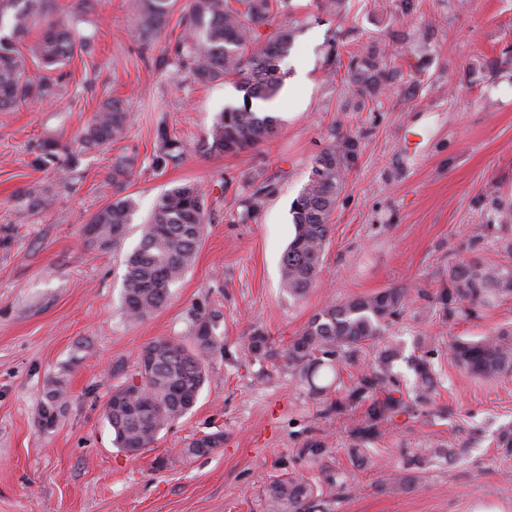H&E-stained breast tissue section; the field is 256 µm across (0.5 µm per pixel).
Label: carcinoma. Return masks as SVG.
<instances>
[{
	"mask_svg": "<svg viewBox=\"0 0 512 512\" xmlns=\"http://www.w3.org/2000/svg\"><path fill=\"white\" fill-rule=\"evenodd\" d=\"M290 0H192L185 29L177 38L169 64L174 72H188L207 84L234 80L244 92L243 102L218 113L208 130L209 150L236 154L257 147L278 131L276 117L256 112L252 100L272 97L282 85V64L291 53L295 32L290 28L263 37L260 28ZM174 0H132L138 14L140 37L151 41L168 21ZM55 0H0V110L17 108L27 100H52L60 83L51 73L62 68L75 51L90 53L92 43L78 39L73 28L53 18ZM9 33L4 35V27ZM34 29L41 30L29 39ZM399 70L386 55L371 50L351 61L348 88L352 94L373 98ZM129 122L119 102L105 101L94 113L74 150L45 142L40 161L57 165L62 179L75 170L80 151L104 147L121 137ZM339 145L324 151L315 161L308 182L291 207L295 234L281 258V286L291 297H302L314 286L329 243L331 216L346 176V160L354 143L338 138ZM184 148L166 125L156 130L153 162L163 168L181 158ZM133 163L119 160L112 165V187L124 189ZM269 186L259 187L245 202L244 218L260 211ZM30 211L37 214L54 203L43 188L31 186ZM134 202L119 198L102 207L90 220L94 233L85 241L100 250L120 245L128 234ZM205 221V192L191 182L165 190L148 220L140 225V241L125 259L121 310L129 322H140L159 310L170 290L192 265ZM408 289L386 288L348 298L321 308L288 345L286 357L291 378L315 394H323L336 382L338 364L362 348L380 346L368 368L345 389V396L328 406L341 414L369 402L355 430L359 440L374 438L385 421L411 411L400 389L396 363L405 361L413 372L415 401L426 403L434 388L429 362L405 355L402 343L384 340L391 320L405 306ZM512 297V239H496L494 256H474L451 267L448 287L437 296L446 309L463 305L491 306ZM216 311L191 314V342L158 337L148 342L133 363L125 381L107 392L104 414L116 447L137 455L157 436L195 406L207 380L213 355L224 354L216 336ZM269 338L259 328L248 337V349L256 357L268 353ZM450 358L467 374L487 381L512 374V331H499L472 341L457 339L449 345ZM69 401L66 382L50 380L39 408V425L54 429ZM224 434L205 433L191 439L187 455L203 457L221 447ZM314 489L297 477L281 476L264 492V512H312Z\"/></svg>",
	"mask_w": 512,
	"mask_h": 512,
	"instance_id": "obj_1",
	"label": "carcinoma"
}]
</instances>
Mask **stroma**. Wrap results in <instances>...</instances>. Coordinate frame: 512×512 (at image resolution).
<instances>
[{
    "label": "stroma",
    "mask_w": 512,
    "mask_h": 512,
    "mask_svg": "<svg viewBox=\"0 0 512 512\" xmlns=\"http://www.w3.org/2000/svg\"><path fill=\"white\" fill-rule=\"evenodd\" d=\"M57 0V20L92 39L63 68L55 102L28 100L0 110V512H263L264 490L280 475L321 488L337 477L343 493L321 512H512V375L487 383L460 370L448 345L512 328V299L490 307L443 309L435 295L448 272L492 239L473 242L492 199L512 201V0H342L338 14L318 0H292L264 34L291 26L295 46L283 70L307 69L299 100L276 111L278 132L239 155L207 148L206 134L242 94L232 83L197 84L165 67L190 0H177L168 25L142 45L129 0H96L86 15ZM336 50V72L326 53ZM372 47L387 50L400 81L364 102L348 91L347 67ZM118 99L130 113L123 137L83 153L78 176L61 182L39 160L40 145L74 144L99 104ZM164 123L185 146L183 160L152 165L155 128ZM345 135L356 143L332 216L316 285L291 298L280 262L293 237L290 207L316 158ZM134 161L124 194L135 202L131 230L114 250L85 242L84 228L115 200L116 158ZM207 193L206 223L194 263L167 303L146 320L120 312L124 258L158 196L183 183ZM274 192L255 218L240 214L260 183ZM48 189L54 206L31 214L23 192ZM385 288L411 289L389 335L407 354L428 337L433 400L395 416L370 440L354 430L363 407L328 412L372 361L368 349L342 364V384L316 395L291 379L285 349L321 307ZM218 310L224 354L214 355L193 409L138 456L112 443L105 393L148 342L190 336L193 309ZM269 352L253 357V328ZM79 363H72V356ZM64 374L69 404L43 432L38 410L49 377ZM222 431L210 455L185 444ZM323 444L309 449L310 441ZM450 446L445 456L423 448ZM413 476L414 486L399 483Z\"/></svg>",
    "instance_id": "35a3bbf8"
}]
</instances>
